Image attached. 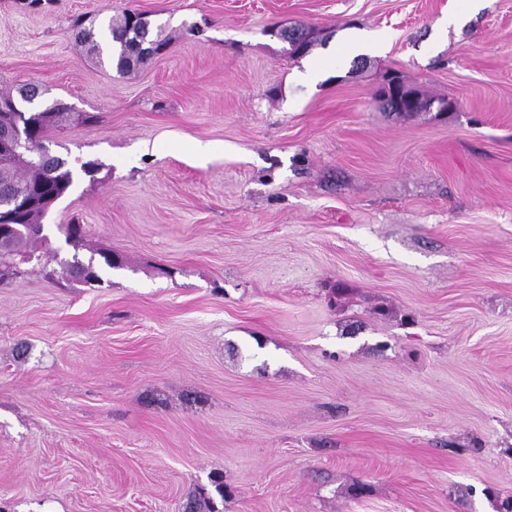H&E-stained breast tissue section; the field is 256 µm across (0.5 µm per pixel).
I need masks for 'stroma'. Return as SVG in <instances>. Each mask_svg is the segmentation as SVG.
Segmentation results:
<instances>
[{"mask_svg": "<svg viewBox=\"0 0 512 512\" xmlns=\"http://www.w3.org/2000/svg\"><path fill=\"white\" fill-rule=\"evenodd\" d=\"M127 9L172 42L121 75ZM30 82L101 165L52 247L123 265L0 281V512H512V0H0ZM137 11L126 10L118 19L110 16L103 21L98 30L92 24L78 34L81 43L100 65L115 64L117 72L129 73L145 64L151 57L150 50L166 48L170 39L164 35V26L147 29L132 19ZM384 85L391 89L395 101L390 102L395 110H413L412 112H438L443 114L447 112H453L456 108V104L453 101L448 102H429L425 103L418 99V95L414 89L408 87L403 83L400 76L397 73L391 72L384 77ZM97 253L99 254L100 258L103 259V264L95 261L94 266L91 268V274L85 283V287L87 288H99V286L104 283L102 276L104 267L113 269L121 266V259L115 253H112V251L97 250ZM114 254L117 257L116 262H114L112 259V255Z\"/></svg>", "mask_w": 512, "mask_h": 512, "instance_id": "35a3bbf8", "label": "stroma"}]
</instances>
